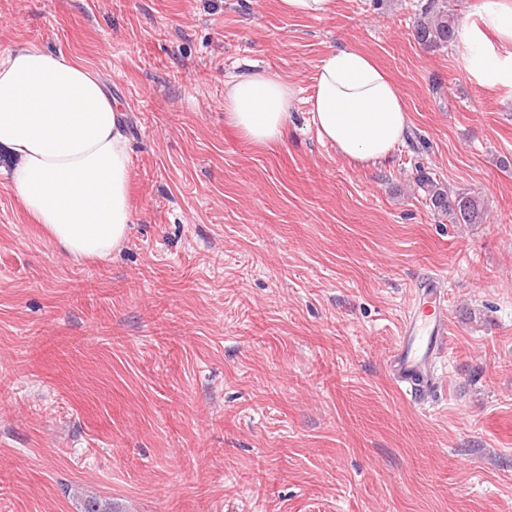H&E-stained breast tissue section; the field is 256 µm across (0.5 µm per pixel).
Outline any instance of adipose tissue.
Segmentation results:
<instances>
[{"label":"adipose tissue","instance_id":"ef3b65f1","mask_svg":"<svg viewBox=\"0 0 512 512\" xmlns=\"http://www.w3.org/2000/svg\"><path fill=\"white\" fill-rule=\"evenodd\" d=\"M474 14L458 35L465 68L483 85L512 88V0H478ZM297 99L287 79L244 72L224 85L225 121L251 142L279 143ZM308 104L319 138L361 167L387 160L410 123L397 85L353 47L321 60ZM1 146L16 159L8 182L20 205L58 248L102 258L122 246L132 161L123 115L86 62L33 44L1 56Z\"/></svg>","mask_w":512,"mask_h":512}]
</instances>
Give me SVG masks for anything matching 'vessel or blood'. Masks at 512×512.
<instances>
[{
	"instance_id": "obj_1",
	"label": "vessel or blood",
	"mask_w": 512,
	"mask_h": 512,
	"mask_svg": "<svg viewBox=\"0 0 512 512\" xmlns=\"http://www.w3.org/2000/svg\"><path fill=\"white\" fill-rule=\"evenodd\" d=\"M448 297L442 278L429 275L415 285V296L388 358L392 380L416 403L426 401L436 376V363L447 353Z\"/></svg>"
}]
</instances>
